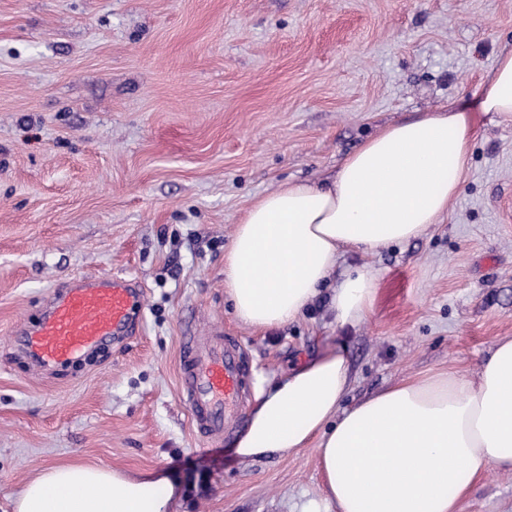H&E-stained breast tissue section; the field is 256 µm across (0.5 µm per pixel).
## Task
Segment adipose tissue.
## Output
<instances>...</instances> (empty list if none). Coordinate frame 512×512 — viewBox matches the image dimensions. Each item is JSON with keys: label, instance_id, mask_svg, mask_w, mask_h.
<instances>
[{"label": "adipose tissue", "instance_id": "adipose-tissue-1", "mask_svg": "<svg viewBox=\"0 0 512 512\" xmlns=\"http://www.w3.org/2000/svg\"><path fill=\"white\" fill-rule=\"evenodd\" d=\"M479 109L512 116V52L500 56ZM475 129L454 108L424 112L369 138L330 184L289 183L255 202L224 256L238 319L267 330L301 316L343 248L363 252L420 236L458 194ZM377 279L341 275L330 296L339 326L362 322ZM349 359L336 348L260 396L235 451L244 460L315 447L323 502L336 512H459L490 468L512 469V338L475 377L437 373L346 409ZM175 484L151 472L59 465L11 498L13 512H175Z\"/></svg>", "mask_w": 512, "mask_h": 512}]
</instances>
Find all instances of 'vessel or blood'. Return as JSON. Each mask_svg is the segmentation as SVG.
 <instances>
[{
	"mask_svg": "<svg viewBox=\"0 0 512 512\" xmlns=\"http://www.w3.org/2000/svg\"><path fill=\"white\" fill-rule=\"evenodd\" d=\"M143 308V292L132 279L85 277L48 294L37 324L23 331L20 348L34 366L50 370L131 338ZM180 384L195 430L209 442H222L252 393L241 338L220 332L182 337Z\"/></svg>",
	"mask_w": 512,
	"mask_h": 512,
	"instance_id": "b4317fda",
	"label": "vessel or blood"
}]
</instances>
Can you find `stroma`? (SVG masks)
<instances>
[{
    "mask_svg": "<svg viewBox=\"0 0 512 512\" xmlns=\"http://www.w3.org/2000/svg\"><path fill=\"white\" fill-rule=\"evenodd\" d=\"M512 50V0H0V512L43 469L157 471L176 512H313L316 452L249 461L198 435L179 396L186 332L243 337L255 392L343 344L353 405L512 338V117L477 109ZM453 106L475 128L459 193L373 253L377 296L339 327L328 295L257 331L224 294L233 230L266 193L323 183L384 127ZM119 275L131 340L45 373L18 350L51 290ZM460 512H512L491 468Z\"/></svg>",
    "mask_w": 512,
    "mask_h": 512,
    "instance_id": "stroma-1",
    "label": "stroma"
}]
</instances>
